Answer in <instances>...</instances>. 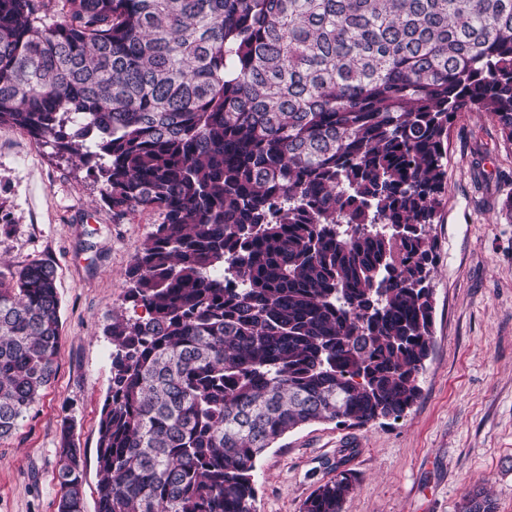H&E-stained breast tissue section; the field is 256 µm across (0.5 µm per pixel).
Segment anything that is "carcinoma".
Returning a JSON list of instances; mask_svg holds the SVG:
<instances>
[{"label": "carcinoma", "mask_w": 512, "mask_h": 512, "mask_svg": "<svg viewBox=\"0 0 512 512\" xmlns=\"http://www.w3.org/2000/svg\"><path fill=\"white\" fill-rule=\"evenodd\" d=\"M460 112L512 148V0H0V125L160 218L125 272L141 315L108 328L96 512H253L285 434L412 408ZM61 327L53 265L0 276L1 439ZM60 444L57 512H85ZM355 453L301 512H340Z\"/></svg>", "instance_id": "carcinoma-1"}]
</instances>
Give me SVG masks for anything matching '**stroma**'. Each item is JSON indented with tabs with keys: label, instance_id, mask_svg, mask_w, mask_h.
<instances>
[{
	"label": "stroma",
	"instance_id": "obj_1",
	"mask_svg": "<svg viewBox=\"0 0 512 512\" xmlns=\"http://www.w3.org/2000/svg\"><path fill=\"white\" fill-rule=\"evenodd\" d=\"M448 188L430 228L433 349L418 402L404 417L359 428L316 422L256 461L255 512H300L336 473L340 449L355 489L341 512H460L485 488L512 512V149L481 112L448 139ZM159 221L118 217L100 187L53 145L0 125V273L52 264L61 303L55 379L19 429L0 439V512H57L60 433L83 451L85 512H95L96 443L110 385L105 333L123 304L125 271Z\"/></svg>",
	"mask_w": 512,
	"mask_h": 512
}]
</instances>
